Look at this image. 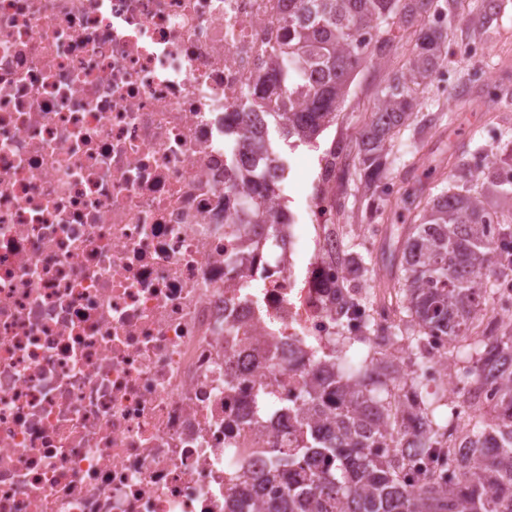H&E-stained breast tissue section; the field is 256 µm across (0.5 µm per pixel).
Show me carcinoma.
<instances>
[{"label":"carcinoma","mask_w":512,"mask_h":512,"mask_svg":"<svg viewBox=\"0 0 512 512\" xmlns=\"http://www.w3.org/2000/svg\"><path fill=\"white\" fill-rule=\"evenodd\" d=\"M456 4L288 0L285 35L272 49L274 68L268 78L257 80L259 91L250 108L267 112V132H277L294 146L311 142L336 120L352 74L393 47V29L409 32L408 58L388 79L358 137L369 221L384 220L395 187L391 147L417 120L420 93L443 66L449 36L456 30ZM472 149L492 155L481 186L434 185L405 192L399 196L401 210L393 211L382 230L383 261L394 272V284L383 286L381 300L391 305L403 295L399 323L383 328L371 320L361 333L343 337L341 350L315 353L324 378L299 399L315 408L326 401L334 404V417L324 420L313 414L302 454L274 449L268 470L239 485L230 512H512V323L500 325L491 343L476 332L487 316V299L512 289L494 247L496 236L512 235V151L485 147L473 131L467 144L452 152L457 167L465 166L464 157ZM267 152L265 167L243 174L252 185L239 202L244 224L260 223L261 208L277 187L276 172H285L270 137ZM338 290L336 313L345 316L361 299L351 285L341 284ZM435 334L462 340L450 353L474 366L470 384L493 385L495 406L486 415L471 390L459 393L460 402L472 410L471 456L453 487H443L431 475L410 487L404 482L409 453L401 446L391 454L381 451L400 431L371 381L374 374L385 379L396 374L397 365L350 363L343 369L336 353L347 354L357 344L374 350L383 336L410 345L411 378L403 384L411 394L406 412L427 418L423 448L428 450L449 424L441 411L443 394L430 390L425 378L424 343Z\"/></svg>","instance_id":"1"}]
</instances>
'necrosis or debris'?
Returning <instances> with one entry per match:
<instances>
[{
    "mask_svg": "<svg viewBox=\"0 0 512 512\" xmlns=\"http://www.w3.org/2000/svg\"><path fill=\"white\" fill-rule=\"evenodd\" d=\"M288 0H0V512H224L336 333L237 224L262 151L224 133ZM430 337L427 378L467 375Z\"/></svg>",
    "mask_w": 512,
    "mask_h": 512,
    "instance_id": "necrosis-or-debris-1",
    "label": "necrosis or debris"
}]
</instances>
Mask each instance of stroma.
Instances as JSON below:
<instances>
[{
  "instance_id": "obj_1",
  "label": "stroma",
  "mask_w": 512,
  "mask_h": 512,
  "mask_svg": "<svg viewBox=\"0 0 512 512\" xmlns=\"http://www.w3.org/2000/svg\"><path fill=\"white\" fill-rule=\"evenodd\" d=\"M505 12L494 24H485L480 13L467 4H459V21L448 45L445 59L447 91L429 87L423 98V113L433 114L431 124L416 127L400 135L392 149L391 167L399 173L410 170L412 162L430 157L447 160L448 144L454 128L480 129L482 142L512 139V110L489 104L484 95L488 85H496L512 94V0H504ZM408 49L406 38H396L392 51L374 64L355 73L349 94L335 122L327 127L313 145L290 146L277 142L282 158L302 169L288 184L286 209L293 216L295 232L305 240V252L295 259V274L304 278L308 264L318 258L327 233L336 236L337 256L367 255L377 279L388 273L380 259L382 237L376 225L363 219L362 186L356 169H349L343 180L331 188L338 204L332 224H311L305 209L311 182L319 172L332 143L354 144L358 130L367 120L388 76L402 65Z\"/></svg>"
}]
</instances>
